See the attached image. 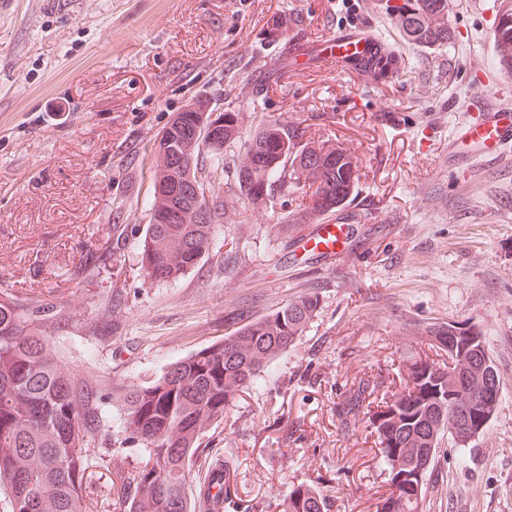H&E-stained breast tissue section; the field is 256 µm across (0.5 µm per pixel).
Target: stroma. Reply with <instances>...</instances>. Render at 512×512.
<instances>
[{
    "label": "stroma",
    "mask_w": 512,
    "mask_h": 512,
    "mask_svg": "<svg viewBox=\"0 0 512 512\" xmlns=\"http://www.w3.org/2000/svg\"><path fill=\"white\" fill-rule=\"evenodd\" d=\"M389 3L0 0V289L53 305L67 363L150 380L319 296L294 347L201 440L204 465L224 464L228 512H278L299 482L329 512H376L391 486L368 419L345 434L332 409L366 374L399 389L408 358L436 355L424 328L448 321L482 331L499 399L468 448L442 445L422 512H512V161L466 170L448 157L455 128L505 72L493 38L504 5L448 0V43L425 48L402 39ZM365 22L402 58L388 81L289 64L290 42ZM199 97L241 113L244 132L300 122L353 154L355 192L321 218L349 227L336 261L296 249V193L275 189L262 205L241 195L234 146L207 180L219 205L211 249L178 280L146 278L154 143ZM143 454L91 452L92 512H119L112 483Z\"/></svg>",
    "instance_id": "35a3bbf8"
}]
</instances>
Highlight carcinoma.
Listing matches in <instances>:
<instances>
[{"instance_id": "obj_1", "label": "carcinoma", "mask_w": 512, "mask_h": 512, "mask_svg": "<svg viewBox=\"0 0 512 512\" xmlns=\"http://www.w3.org/2000/svg\"><path fill=\"white\" fill-rule=\"evenodd\" d=\"M448 0H403L397 15L404 37L418 45L448 43L444 21ZM501 60L512 67V8L503 10L495 38ZM199 109L177 113L167 128L175 142H192ZM215 143L195 145L193 160L206 149L240 145L243 158L234 178L246 198L272 196L274 186L303 190L288 220L295 230L338 211L355 189L354 158L340 146L303 140L299 126L276 120L248 135L240 113L224 112ZM154 155L152 179L179 173ZM213 209L197 212L194 189L182 178L154 191L149 224L141 240L147 278L172 281L196 267L214 244ZM316 294L297 297L252 319L230 334L172 364L152 381L117 382L89 368L76 371L63 360L46 321L52 308L0 290V490L13 512H90L85 494L91 448L136 443L146 460L117 476L123 512H196L188 494L191 465L203 434L224 419L239 392L263 377L314 318ZM429 345L448 363L415 359L404 365V386L377 400L382 382L361 378L336 402V422L345 431L365 412L392 490L378 512H421L425 477L443 438L466 448L481 434L497 403L487 392L499 385L484 336L456 322L425 327ZM281 512H327L319 492L303 482L284 498Z\"/></svg>"}]
</instances>
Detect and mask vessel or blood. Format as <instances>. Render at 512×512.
<instances>
[{
    "mask_svg": "<svg viewBox=\"0 0 512 512\" xmlns=\"http://www.w3.org/2000/svg\"><path fill=\"white\" fill-rule=\"evenodd\" d=\"M384 47L374 27L355 24L337 31L330 41L328 51L321 53L320 60L339 68H352ZM510 142L512 113L502 108H481L476 116L457 126L451 145L460 148L470 160H501L505 157L502 147ZM339 240L340 232L335 225L318 224L304 238L299 239L298 246L313 254L332 258L336 255ZM200 496L209 512H223L226 497L223 467L214 469L201 487Z\"/></svg>",
    "mask_w": 512,
    "mask_h": 512,
    "instance_id": "1",
    "label": "vessel or blood"
}]
</instances>
